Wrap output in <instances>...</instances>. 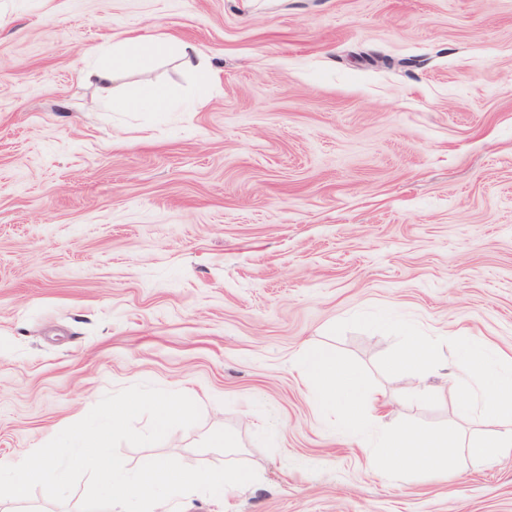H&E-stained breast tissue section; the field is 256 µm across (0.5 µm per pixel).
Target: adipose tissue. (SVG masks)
<instances>
[{
  "label": "adipose tissue",
  "instance_id": "ef3b65f1",
  "mask_svg": "<svg viewBox=\"0 0 512 512\" xmlns=\"http://www.w3.org/2000/svg\"><path fill=\"white\" fill-rule=\"evenodd\" d=\"M169 51L188 68L209 69L206 54L195 43L173 36L136 34L129 36L124 49L113 51L105 63H93L81 71L93 85L103 105L121 112L123 98L112 93V82L123 71L138 70L155 55ZM443 337L411 336L388 369L417 380H425L443 361ZM450 380L468 393L463 403L465 415L478 416L492 425L493 434L466 442L456 440L446 430L427 432L410 428H386L383 424L388 402L383 394L368 385L363 374L340 355L318 347L303 352L302 376L317 390V408L335 415L337 423L351 435L367 427L378 431L372 461L381 466H398L426 474H437L448 467V456L462 453L481 461L512 457V361L505 360L488 344L460 342L450 360Z\"/></svg>",
  "mask_w": 512,
  "mask_h": 512
}]
</instances>
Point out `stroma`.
Masks as SVG:
<instances>
[{
	"label": "stroma",
	"mask_w": 512,
	"mask_h": 512,
	"mask_svg": "<svg viewBox=\"0 0 512 512\" xmlns=\"http://www.w3.org/2000/svg\"><path fill=\"white\" fill-rule=\"evenodd\" d=\"M134 29L217 79L162 53L104 108L80 71ZM407 328L512 356V0H0V465L145 383L202 415L128 469L258 474L174 512H512V458L386 475L317 413L306 346L388 424L462 427L444 374L427 401L388 372Z\"/></svg>",
	"instance_id": "35a3bbf8"
}]
</instances>
